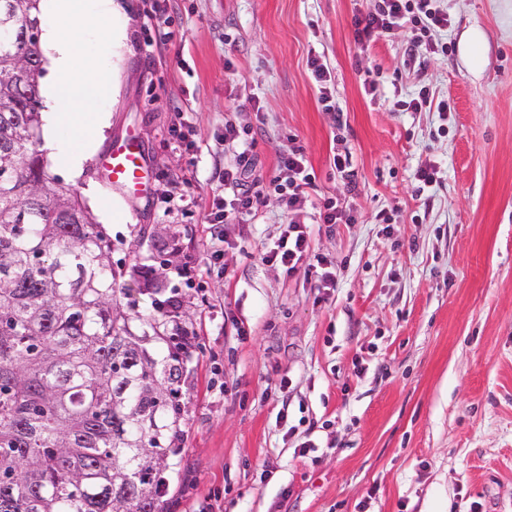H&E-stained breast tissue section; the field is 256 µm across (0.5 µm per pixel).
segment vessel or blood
Returning a JSON list of instances; mask_svg holds the SVG:
<instances>
[{"label": "vessel or blood", "instance_id": "vessel-or-blood-1", "mask_svg": "<svg viewBox=\"0 0 512 512\" xmlns=\"http://www.w3.org/2000/svg\"><path fill=\"white\" fill-rule=\"evenodd\" d=\"M98 165L112 185L140 195L148 190V171L141 145L133 134L113 140L99 157Z\"/></svg>", "mask_w": 512, "mask_h": 512}]
</instances>
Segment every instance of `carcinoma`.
Segmentation results:
<instances>
[{"mask_svg":"<svg viewBox=\"0 0 512 512\" xmlns=\"http://www.w3.org/2000/svg\"><path fill=\"white\" fill-rule=\"evenodd\" d=\"M40 0H0V512H163L181 336L134 339L112 240L46 171Z\"/></svg>","mask_w":512,"mask_h":512,"instance_id":"cac0c4a2","label":"carcinoma"}]
</instances>
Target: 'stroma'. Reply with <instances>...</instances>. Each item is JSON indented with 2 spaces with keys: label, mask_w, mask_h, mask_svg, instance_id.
<instances>
[{
  "label": "stroma",
  "mask_w": 512,
  "mask_h": 512,
  "mask_svg": "<svg viewBox=\"0 0 512 512\" xmlns=\"http://www.w3.org/2000/svg\"><path fill=\"white\" fill-rule=\"evenodd\" d=\"M119 2L108 125L80 178L48 171L111 238L121 284L162 271L190 311L165 324L193 344L167 512H512V0H439L444 55L402 28L358 44L353 17L376 0H165L161 26L151 0ZM423 86L447 117L397 109ZM228 122L253 128L261 180L302 147L304 260L345 258L335 288L263 261L290 220L275 198L255 223L214 224ZM130 131L144 195L97 167ZM427 163L441 179L421 191ZM328 197L351 199L357 223H319ZM309 66L311 67L315 81L320 85V102L326 109L333 107V105L329 104L332 102V92L328 86L329 79L327 74L330 76L328 68L321 62V59L317 57L310 59Z\"/></svg>",
  "instance_id": "35a3bbf8"
}]
</instances>
